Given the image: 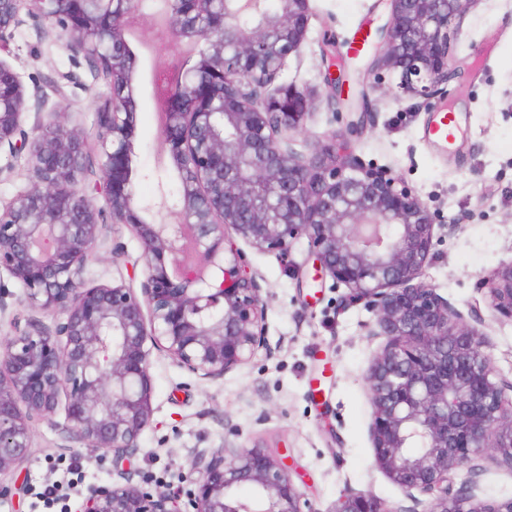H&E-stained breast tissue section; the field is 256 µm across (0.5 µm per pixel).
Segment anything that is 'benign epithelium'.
I'll return each mask as SVG.
<instances>
[{"mask_svg": "<svg viewBox=\"0 0 512 512\" xmlns=\"http://www.w3.org/2000/svg\"><path fill=\"white\" fill-rule=\"evenodd\" d=\"M390 14L366 73L396 75L403 94L448 92L451 37L475 0H388ZM158 37L199 47L174 62L163 91L161 136L179 188L164 202L174 223L150 219L132 179L137 59L126 33L141 0H0V54L26 20L47 23L109 95L97 107L96 155L62 113L29 120L27 88L0 57V155L25 158L31 184L0 207V275L32 309L61 315L49 330L12 319L0 346V473L30 448L31 419L65 413L86 444L121 458L137 447L152 408L151 352L202 380L223 377L265 344L259 276L241 240L285 260L308 242L315 276L344 285L374 313L366 336L382 343L366 371L376 466L411 507L347 493L330 512H512V497L476 494L481 457L512 470V379L485 353L486 335L422 277L443 225L388 168H373L340 137L310 159L283 133L299 132L305 97L269 86L306 36L310 0H163ZM141 245L130 276L90 286L92 250L108 225ZM512 320V262L482 281ZM467 469L471 481L454 487ZM195 488L171 493L144 480L92 487L76 512H313L281 461L262 448L215 449L191 463ZM252 496L238 494L241 485Z\"/></svg>", "mask_w": 512, "mask_h": 512, "instance_id": "obj_1", "label": "benign epithelium"}]
</instances>
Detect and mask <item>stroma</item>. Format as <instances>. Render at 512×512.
Segmentation results:
<instances>
[{
	"label": "stroma",
	"mask_w": 512,
	"mask_h": 512,
	"mask_svg": "<svg viewBox=\"0 0 512 512\" xmlns=\"http://www.w3.org/2000/svg\"><path fill=\"white\" fill-rule=\"evenodd\" d=\"M389 10L388 0H311L306 38L280 77L309 100L305 129L293 136L299 153L312 155L347 131L348 109L331 99L323 82L324 46L348 40L357 25L377 27ZM43 29V22L27 20L10 43L9 63L31 90L28 108L65 113L68 125L96 149L94 112L106 88ZM452 53L459 75L449 82L444 102L460 117L453 147L438 149L424 137L435 101L397 95L387 73L372 96L375 121L354 142L365 162L402 176L447 224L425 280L488 335L493 365L511 376L512 321L487 307L478 286L487 272L512 261V0H474ZM161 65L160 58L141 54L135 72L133 178L137 195L154 202L179 186L170 154L159 147L152 78ZM116 244L129 258L140 253L127 226H110L88 257V280L126 275L124 263L111 258ZM306 252L303 239L286 261L248 250L267 302V346L247 364L207 381L152 353V420L122 467L71 433L63 414L34 417L26 459L0 475V484L14 492L0 499V512H75L91 487L119 482L124 470L164 488L185 487L193 459L226 444L273 451L314 512H330L348 492L405 504L401 490L376 467L368 436L364 372L379 342L366 336L365 327L375 316L362 304L346 303L344 285L314 283L313 268L302 265ZM22 297L12 279L0 278V342L11 333L13 315L33 316L48 328L58 320L29 310Z\"/></svg>",
	"instance_id": "obj_1"
}]
</instances>
